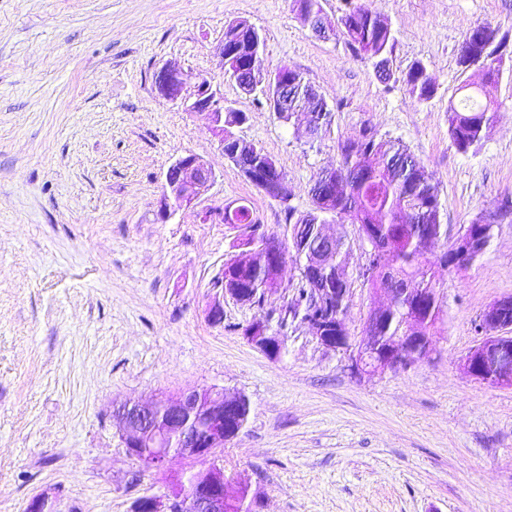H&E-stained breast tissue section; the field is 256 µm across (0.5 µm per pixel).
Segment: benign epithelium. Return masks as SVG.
Masks as SVG:
<instances>
[{
  "instance_id": "benign-epithelium-1",
  "label": "benign epithelium",
  "mask_w": 512,
  "mask_h": 512,
  "mask_svg": "<svg viewBox=\"0 0 512 512\" xmlns=\"http://www.w3.org/2000/svg\"><path fill=\"white\" fill-rule=\"evenodd\" d=\"M154 83L163 99L181 105L187 112L207 114L219 145L226 141L239 142L231 126L224 123V112L228 111L224 107V95L210 81L163 66L155 72ZM268 83L273 88L270 110L277 113L278 101L288 91V75L255 67L249 83H241L239 88L252 95L255 88ZM214 179L212 166L201 156L191 152L178 155L165 173L166 209L163 217L168 219L180 208L199 200L210 190ZM255 179L269 195L277 196L287 187L274 162L261 167ZM317 229V239L306 249V260L300 270L312 287L314 304L319 305L336 293L333 261L336 237L327 234L322 224L317 225ZM453 247L452 264L457 265L472 252L485 250L486 245L480 231L465 226ZM287 259L288 256L281 255L279 250L261 246L235 256L230 265L236 270L248 267L269 272L281 284ZM380 315L377 309L372 312L366 324L368 340L358 348L347 346L345 337L336 335L342 324L339 318L334 323L313 319L305 326L321 345L344 351L350 367L360 374L391 369L400 359V353L409 348L416 349L418 358L431 354L426 337L415 335L419 329L416 321L411 331L402 337L399 348H380L376 324ZM478 330L481 339L464 358L463 372L477 381L512 387V296L501 298L485 311L479 319ZM246 340L270 356L278 354L283 342L282 337L269 332L264 320L255 321L248 327ZM239 399L240 395H228L215 387L192 388L146 404L124 402L113 410L128 456L135 460L148 458L147 467L161 469L171 455L194 462H210V466L194 475L188 485L179 483L168 495L137 498L132 504V512H225V505L236 501L237 486L228 483L224 467L214 462V457L224 448V442L238 435L226 414L236 407Z\"/></svg>"
}]
</instances>
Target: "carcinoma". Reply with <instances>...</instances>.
<instances>
[{"label": "carcinoma", "instance_id": "cac0c4a2", "mask_svg": "<svg viewBox=\"0 0 512 512\" xmlns=\"http://www.w3.org/2000/svg\"><path fill=\"white\" fill-rule=\"evenodd\" d=\"M348 8L340 18L346 27L345 40L349 49L357 56L373 61L391 62L395 47V36L389 23L369 8L347 0ZM506 40L500 28L489 23L473 27L464 38L458 57V65L467 71V49L473 47L479 54L493 58L496 65L486 71L487 79L480 86H461L465 94L458 102L448 104V132L453 145L462 153L476 150L487 129L494 123L495 112L492 87L497 82L503 58L494 55L499 43ZM224 50L235 52L233 59L248 67L253 61H262L264 38L245 20L228 23L224 29ZM405 84L409 93L420 102L432 99L437 87L429 77L426 67L419 61L407 71ZM295 92L288 96V107L282 118L291 120L305 109L317 96L313 87L304 79L294 84ZM341 161L336 168V182H322L336 199L339 218L349 219L358 225L370 243L372 261L379 267L377 274L367 278L374 288L408 290L409 296L396 301L379 321L378 336L381 347L396 346L401 337L411 328L410 298L418 295L427 301L420 318V335L427 336L443 319V309L433 283V268L448 265V253L431 260L423 252V234L419 223L414 221L417 210L429 214L433 224V236L448 237V225L441 223L437 186L421 161L403 144L386 140L365 125L354 136L339 144ZM372 156H379L383 166L374 168L368 164ZM224 158L232 161L242 173L250 170L252 157L235 153V144L224 146ZM314 208L297 212L290 204L285 205V221L289 228L297 224L311 225L319 219L317 209L320 201L313 199ZM236 228L241 232L246 245H284L285 241L275 235L260 232V224L253 211L241 205L235 211ZM350 246L343 238L336 239V287H348L345 269ZM224 287L245 289L246 302L250 306H261L268 297L267 289L276 284L265 272L244 270L234 276L230 267L224 266ZM311 288L300 279L294 286L289 313L292 318L305 322L311 315Z\"/></svg>", "mask_w": 512, "mask_h": 512}]
</instances>
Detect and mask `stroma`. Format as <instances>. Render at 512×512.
I'll return each instance as SVG.
<instances>
[{"mask_svg": "<svg viewBox=\"0 0 512 512\" xmlns=\"http://www.w3.org/2000/svg\"><path fill=\"white\" fill-rule=\"evenodd\" d=\"M362 2L395 33L390 80L343 36L314 34L295 0H0V512H26L37 496L54 512H131L205 471L177 455L144 469L112 418L115 404L203 387L251 403L216 461L248 479L255 512H512V388L460 368L480 316L512 295V61L479 149L459 152L448 134L449 97L483 80L458 66L462 42L480 23L512 35V0ZM234 20L264 37L265 69L288 65L327 101L331 122L316 139L224 78L216 48ZM417 61L437 87L422 104L403 82ZM165 65L220 86L246 114L237 135L275 160L298 211L311 209L339 143L367 125L433 177L448 236L428 257L477 215L498 214L475 262L435 273L444 321L429 358L357 374L296 320L278 357L244 338L284 298L260 309L223 298L215 281L239 233L218 211L247 204L262 232L284 238V205L225 159L206 115L159 96ZM184 152L208 160L216 180L165 220L164 175ZM328 230L352 245L344 322L358 343L368 312L389 299L362 275L357 225Z\"/></svg>", "mask_w": 512, "mask_h": 512, "instance_id": "1", "label": "stroma"}]
</instances>
